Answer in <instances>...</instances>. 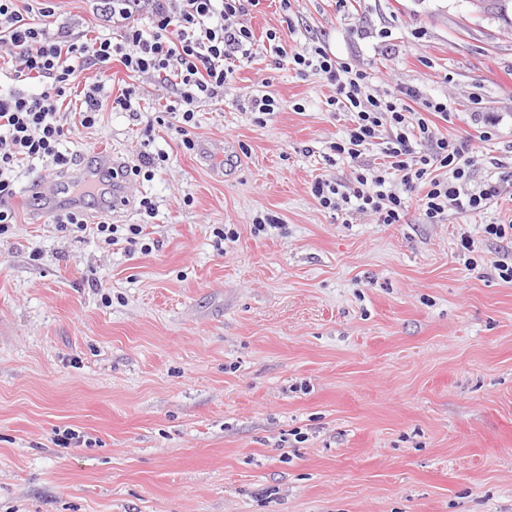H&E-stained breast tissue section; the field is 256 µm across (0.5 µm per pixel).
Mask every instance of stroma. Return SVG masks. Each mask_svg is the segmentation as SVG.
<instances>
[{"mask_svg": "<svg viewBox=\"0 0 512 512\" xmlns=\"http://www.w3.org/2000/svg\"><path fill=\"white\" fill-rule=\"evenodd\" d=\"M290 3L250 9L255 55L223 103L199 105L194 149L159 81L115 62L77 78L107 82L95 127L67 133L75 163L17 168L0 235V512H512V282L497 270L512 241L483 231L512 220V196L430 224L416 188L404 223H345L311 187L351 179L329 155L349 120L265 38L323 41L379 90L446 100L441 137L498 115L479 183L512 173V24L471 0ZM93 6L56 0V19L119 37ZM264 79L284 107L260 123L247 101ZM132 85L137 120L112 109ZM97 151L168 156L128 177L112 245L100 195L82 197L81 228L25 194L52 178L66 200Z\"/></svg>", "mask_w": 512, "mask_h": 512, "instance_id": "obj_1", "label": "stroma"}]
</instances>
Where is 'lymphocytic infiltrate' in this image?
Instances as JSON below:
<instances>
[{
    "label": "lymphocytic infiltrate",
    "mask_w": 512,
    "mask_h": 512,
    "mask_svg": "<svg viewBox=\"0 0 512 512\" xmlns=\"http://www.w3.org/2000/svg\"><path fill=\"white\" fill-rule=\"evenodd\" d=\"M18 0H0V49L15 60L12 79L33 83L34 92L0 93V234L15 215L5 204L12 196L13 173L20 162L46 159L58 166L74 160L64 149L66 133L59 100L76 81L74 60L94 66L119 62L127 71L160 79L171 90L168 112L177 116L175 131L185 148L198 104L220 100L236 63L253 56L254 35L244 17L259 0H102L101 18L121 25L119 42L107 37L78 40L65 27H53V0H42L37 16L21 12ZM150 16L148 28L135 24L139 12ZM277 56L295 70L321 76L336 89L337 110L349 113L345 139L333 146L354 165L350 182L316 179L312 194L323 208L370 215L381 224H399L406 216L402 190L425 185L424 215L439 224L448 212L479 213L506 191L511 178L501 175L473 184L471 162L477 140L487 139L494 117H484L478 139L457 142L435 137L434 118H447L448 104L403 88L383 97L369 94V73L336 58L326 45L286 50L276 32L266 34ZM383 140L388 163H360L363 146Z\"/></svg>",
    "instance_id": "obj_1"
}]
</instances>
